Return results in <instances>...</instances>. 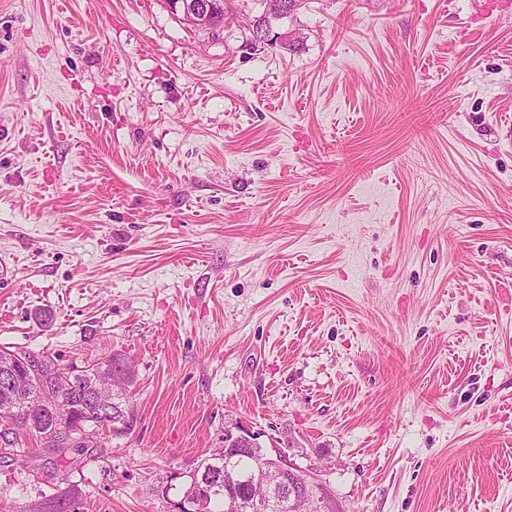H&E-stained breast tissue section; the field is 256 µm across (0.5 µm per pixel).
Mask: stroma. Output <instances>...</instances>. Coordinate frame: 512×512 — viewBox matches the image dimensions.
Here are the masks:
<instances>
[{"label": "stroma", "instance_id": "1", "mask_svg": "<svg viewBox=\"0 0 512 512\" xmlns=\"http://www.w3.org/2000/svg\"><path fill=\"white\" fill-rule=\"evenodd\" d=\"M0 0V347L137 415L0 512H173L225 428L344 512H512V0ZM167 3L178 16L204 25L219 11L222 2L219 0H167Z\"/></svg>", "mask_w": 512, "mask_h": 512}]
</instances>
